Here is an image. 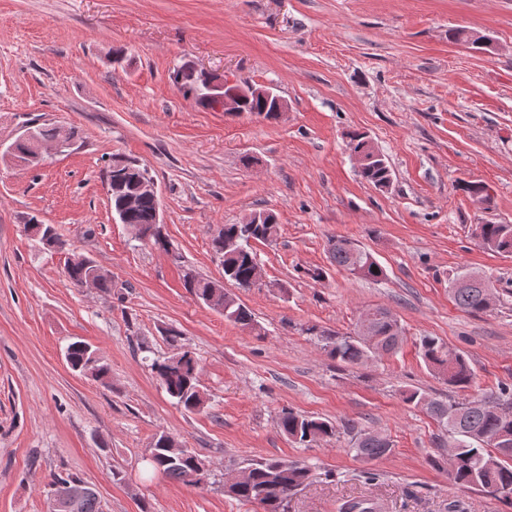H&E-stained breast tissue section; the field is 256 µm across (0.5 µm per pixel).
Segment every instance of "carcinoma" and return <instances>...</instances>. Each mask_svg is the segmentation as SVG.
Segmentation results:
<instances>
[{
  "mask_svg": "<svg viewBox=\"0 0 512 512\" xmlns=\"http://www.w3.org/2000/svg\"><path fill=\"white\" fill-rule=\"evenodd\" d=\"M173 80L184 93L195 97L202 106H208L206 99V78L199 71L178 68ZM242 112L265 120L277 119L275 100L251 95L242 106ZM42 142H56L62 134L74 135L72 130H63L54 123L39 126ZM351 151L366 152L368 161L358 170L359 176L377 188H384L392 181V171L384 155H373L367 136L357 130L347 133ZM124 189L116 194L112 192L113 168L107 166L104 174L109 191L112 211L124 216L125 222L139 225L150 234L154 245L163 247L166 242L161 234L152 232L154 212L159 201L151 196L138 193L139 179L147 168L139 161L124 158ZM137 196V205L125 209V199ZM249 224H224L212 238V248L218 252L224 247L225 239L237 237L234 249L224 252V279L239 288L251 285L256 268L259 266L257 254L252 243L273 240L279 229L276 216L269 211H258L251 215ZM25 224L39 231L35 235L47 237L64 247L65 242L50 224H45L37 216L26 218ZM479 238L482 244L498 253H512V224H482L479 226ZM343 238L329 240V253L332 263L345 269L354 276L379 281L384 270L378 266L374 257L361 247L354 249L341 245ZM90 276L89 269L68 265L65 268L66 280L78 287ZM184 287L197 300L207 302L214 293H219L224 304V319L244 327L253 323L251 311L222 288H216V282L187 274ZM455 304L469 313H483L489 310L486 301V289L475 284L466 288L449 285ZM378 316L380 340L370 347L354 333H325L319 337L327 355L344 364H359L383 355L396 353L403 340L389 334L391 322L396 317L383 306L373 307ZM419 354L424 363L441 375L449 386L467 390L475 384V374L464 355L448 348L447 344L435 336H423L419 341ZM65 359L74 370L90 374L101 381L109 377L108 365L92 347L83 342L70 343L65 350ZM151 369L166 393L185 410L194 412L203 408L204 397L199 391V362L188 350L162 361L154 360ZM403 400L415 406H422L438 423L440 434L435 436L439 451L430 458L433 467L445 472L448 481L484 493H492L498 488H512V447L502 448L496 439L507 435L512 438V388L504 385L496 392L486 394L481 403L468 399L444 402L430 399L418 390L403 392ZM279 429L299 444L305 446L320 439L332 437L336 428L328 421L300 415L292 411L283 412L277 422ZM169 435L162 433L155 437L150 448L149 464L168 478L188 486H199L208 476L205 462L196 454L183 448H174L168 441ZM356 456L366 460L379 459L391 451L390 441L372 432H357L353 441ZM248 477L236 481L224 489L229 496L245 503H255L263 512H288L293 495L304 487L312 476V465L304 460L288 458H265L247 466ZM81 482V479L69 473H55L48 483L47 493L51 498L63 500L66 512H102L97 492L86 486V494L76 500H67L69 489Z\"/></svg>",
  "mask_w": 512,
  "mask_h": 512,
  "instance_id": "carcinoma-1",
  "label": "carcinoma"
}]
</instances>
